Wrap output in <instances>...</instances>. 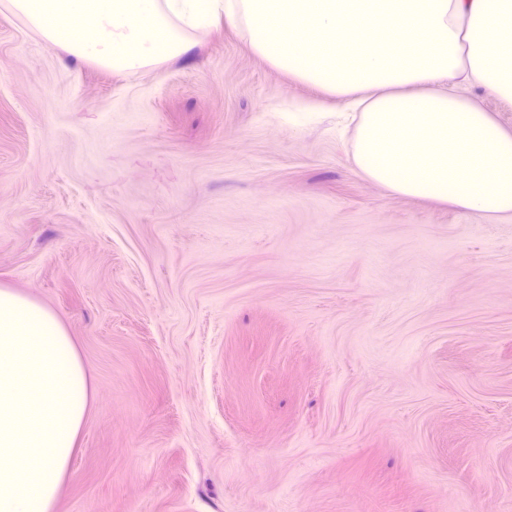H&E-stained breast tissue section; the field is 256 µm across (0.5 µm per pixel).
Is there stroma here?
I'll return each mask as SVG.
<instances>
[{"label":"stroma","mask_w":512,"mask_h":512,"mask_svg":"<svg viewBox=\"0 0 512 512\" xmlns=\"http://www.w3.org/2000/svg\"><path fill=\"white\" fill-rule=\"evenodd\" d=\"M193 39L126 79L0 14V285L92 388L55 512H512V218L361 179L336 99Z\"/></svg>","instance_id":"35a3bbf8"}]
</instances>
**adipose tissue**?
Listing matches in <instances>:
<instances>
[{
  "label": "adipose tissue",
  "mask_w": 512,
  "mask_h": 512,
  "mask_svg": "<svg viewBox=\"0 0 512 512\" xmlns=\"http://www.w3.org/2000/svg\"><path fill=\"white\" fill-rule=\"evenodd\" d=\"M71 57L134 78L225 21L357 118L355 173L390 193L512 216V131L471 96L512 100V0H0ZM90 402L57 315L0 287V512H53Z\"/></svg>",
  "instance_id": "adipose-tissue-1"
}]
</instances>
